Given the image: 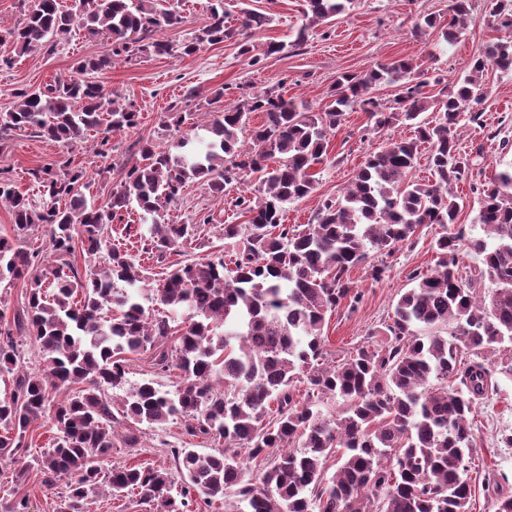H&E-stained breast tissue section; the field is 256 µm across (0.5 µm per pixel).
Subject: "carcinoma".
I'll return each instance as SVG.
<instances>
[{
    "label": "carcinoma",
    "mask_w": 512,
    "mask_h": 512,
    "mask_svg": "<svg viewBox=\"0 0 512 512\" xmlns=\"http://www.w3.org/2000/svg\"><path fill=\"white\" fill-rule=\"evenodd\" d=\"M470 0H452L448 21L433 14L419 29L442 28L453 39L470 19ZM354 0H306L308 30L329 26L353 9ZM181 23L176 8L157 0H34L23 20L0 42L28 52L55 51L60 36L77 26L106 42L103 53L83 60L76 75L37 89L12 93L15 104L0 113V133L28 131L39 138L74 144L97 134L94 154L110 156L111 133L133 129L140 111L104 93L98 76L118 60L138 53L171 55L174 47L152 33ZM268 18L243 11L240 26L224 22V6L211 9L203 34L184 43L190 55L205 44L240 41L262 29ZM512 71V41L485 47L467 64L450 92L432 95L428 72L397 59L365 74L339 73L329 104L312 112L274 89L253 92L214 111L209 123L176 141L137 142L135 161L121 188L97 205L82 191L85 172L43 167L31 172L41 198L13 186L0 169V203L8 204L24 234L38 227L49 238L53 258H42L0 237V279L28 281L23 314L0 342V451L25 447L32 424L50 415L57 433L51 445L23 463L52 490L62 480L56 512H91L100 497L136 494L158 512H183L204 497L224 503V512H469L470 463L475 450L477 404L497 387L494 371L481 361L462 362L466 351L493 352L512 343V168L482 187L476 223L481 236L446 231L460 205L453 187L464 181L471 161L457 147L463 113L486 95L484 72ZM396 84L388 101L378 87ZM368 115L373 130L410 126L414 137L388 139L370 152L335 197L323 199L313 222L301 231L282 223L285 205L317 189L314 168L328 158L330 136L354 107ZM253 112L264 115L250 142L240 134ZM426 112L435 114L429 121ZM427 152L431 179L408 178ZM255 179L261 197L245 195L235 207L244 224H226L224 239L240 243L234 268L224 259L198 258L163 278L155 300L196 317L176 326L167 314L152 316L141 299L146 268L112 242V224L135 204L151 218L146 250L165 261L172 247L199 238L210 215L196 212L186 224L160 222L161 213L183 198L187 183L199 180L217 195ZM424 224L445 232L434 239L435 268L412 275L413 286L398 299L393 316L371 341L327 366L324 326L344 301L358 303L349 275L370 253L390 256ZM480 258L467 277L459 273L462 249ZM90 258L81 271L69 257ZM495 285L486 298L475 282ZM53 289L47 294L46 289ZM117 310L108 318L106 310ZM224 328L218 333L216 329ZM39 346L42 364L22 371L23 339ZM146 356L155 372L179 371L172 392L144 380L119 404L106 389L122 388L130 357ZM305 377L311 396L334 399L341 411L326 418L315 402L295 399L296 377ZM458 383L450 388L448 384ZM183 422L189 437L224 441L213 453L172 448L181 481L165 468L122 465L102 470L112 455L115 425L121 442L141 447L142 425ZM338 467L327 476L329 458ZM263 461L257 472L247 463Z\"/></svg>",
    "instance_id": "carcinoma-1"
}]
</instances>
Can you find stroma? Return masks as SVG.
<instances>
[{
    "label": "stroma",
    "instance_id": "obj_1",
    "mask_svg": "<svg viewBox=\"0 0 512 512\" xmlns=\"http://www.w3.org/2000/svg\"><path fill=\"white\" fill-rule=\"evenodd\" d=\"M213 0H173L182 16L179 25L156 31L157 39L173 46L185 43L207 24ZM305 0H224L230 19L241 10H255L268 17V24L248 40L249 53H241L235 42L207 45L191 55L156 56L140 54L131 62L112 67L100 77L106 91L119 100H133L141 110L136 128L112 134L114 150L109 158L97 157L89 143L73 145L34 137L23 131L9 133L0 140V167L13 171L20 192L38 197L30 170L48 165H67L83 169L85 194L95 203H104L112 188L124 177L123 169L133 162V144L140 139L158 138L159 123L170 106L179 102L188 88H198L203 102H192L186 109L183 131H190L206 119L207 101L221 96L231 103L242 94L277 87L284 97L302 102L312 110L324 108L327 92L337 73H366L399 58L416 59L429 69L430 78L441 86H453L462 76L464 66L492 42L512 40V29L501 27L490 15V0H471L472 21L454 41H445L440 30H418L417 20L426 14H447L449 0H357L354 9L333 27L310 30L303 44H295L297 30L304 22ZM282 43L281 52L269 55L268 43ZM105 42L72 30L60 39L54 54L42 52L16 55L12 45H0V57L12 58L13 64L0 68V113L11 106V92L20 88H38L56 77L74 75L78 62L100 55ZM486 97L479 106L482 124L469 119L460 122L459 151L472 159L469 177L456 187L461 209L456 225L470 231L478 210V190L494 175L512 164V150L501 151V142H512V72L488 69L485 74ZM413 130L397 126L385 133H373L365 112H348L344 123L331 137L330 163L316 167L318 185L303 200L288 204L283 221L303 228L311 223L321 201L340 193L363 163L366 155L386 138H409ZM257 197L255 181L241 184L237 192L219 197L206 185L190 183L183 200L164 214L165 222L181 224L190 214L202 211L212 216L198 240L168 251L166 262L177 265L205 256L234 259L233 245L220 233L225 224H241L245 218L234 205L237 195ZM441 228L435 224L420 226L412 242L403 244L392 256L384 258L385 270L373 279L367 267L350 273L358 304L341 305L328 317L324 327L327 360H339L346 352L364 344L373 328L388 321L400 295L411 288L413 272L433 268L432 244ZM476 449L469 476L472 484L471 512H494L496 493L512 495V447H504L501 435L512 433V380L499 377L498 388L476 409ZM219 442L192 439L185 435L181 421H171L161 428L147 430L143 445L134 453L125 449L112 451L111 463L154 464L173 467L174 448H193L206 453L219 449Z\"/></svg>",
    "mask_w": 512,
    "mask_h": 512
}]
</instances>
